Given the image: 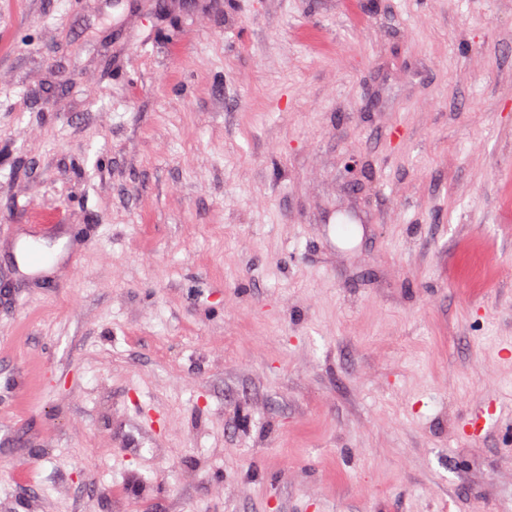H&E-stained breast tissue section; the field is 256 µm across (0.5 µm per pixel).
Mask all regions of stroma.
Listing matches in <instances>:
<instances>
[{
  "label": "stroma",
  "mask_w": 512,
  "mask_h": 512,
  "mask_svg": "<svg viewBox=\"0 0 512 512\" xmlns=\"http://www.w3.org/2000/svg\"><path fill=\"white\" fill-rule=\"evenodd\" d=\"M0 512H512V0H0Z\"/></svg>",
  "instance_id": "stroma-1"
}]
</instances>
